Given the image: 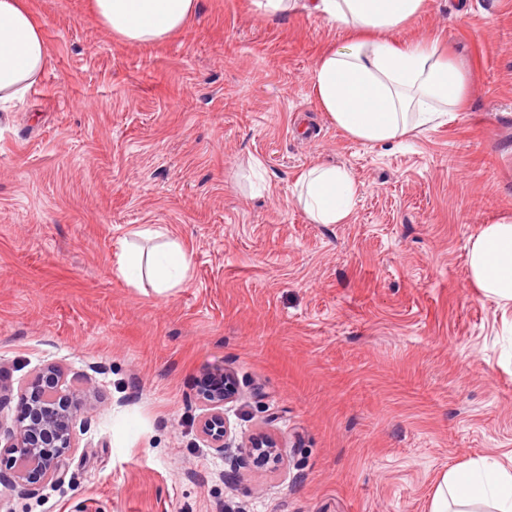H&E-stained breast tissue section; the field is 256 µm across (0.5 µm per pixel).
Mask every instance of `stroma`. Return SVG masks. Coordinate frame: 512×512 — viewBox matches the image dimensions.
<instances>
[{
    "label": "stroma",
    "mask_w": 512,
    "mask_h": 512,
    "mask_svg": "<svg viewBox=\"0 0 512 512\" xmlns=\"http://www.w3.org/2000/svg\"><path fill=\"white\" fill-rule=\"evenodd\" d=\"M34 8L50 64L0 112V381L55 364L91 407L63 482L2 469L0 512H430L449 468L512 454V306L466 266L512 215V0H428L397 32L440 39L470 102L400 144L327 120L313 71L345 34L305 9L199 0L142 45L87 0ZM320 160L360 187L348 223L297 203ZM143 224L190 254L184 286L118 275ZM214 367L239 385L221 453ZM258 431L278 465L241 461ZM238 394L235 378L224 369H213L206 374L199 397L208 410L200 424V432L207 447L224 452L227 435L224 403Z\"/></svg>",
    "instance_id": "stroma-1"
}]
</instances>
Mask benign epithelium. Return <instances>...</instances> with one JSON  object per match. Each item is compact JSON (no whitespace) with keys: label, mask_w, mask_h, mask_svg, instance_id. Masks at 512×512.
Instances as JSON below:
<instances>
[{"label":"benign epithelium","mask_w":512,"mask_h":512,"mask_svg":"<svg viewBox=\"0 0 512 512\" xmlns=\"http://www.w3.org/2000/svg\"><path fill=\"white\" fill-rule=\"evenodd\" d=\"M238 394V384L228 372L219 368L206 374L199 397L207 407L200 424L207 447L224 451V403ZM18 400L20 411L15 425L5 430L0 424V433L4 431L7 436L3 453L9 460L13 481L34 490L64 478L77 431L85 424L81 418L84 399L64 387L59 368L48 366L30 387L18 393ZM278 448L276 439L261 434L251 437L242 453L276 463Z\"/></svg>","instance_id":"1"}]
</instances>
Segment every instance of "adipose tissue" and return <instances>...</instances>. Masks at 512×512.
Listing matches in <instances>:
<instances>
[{
    "label": "adipose tissue",
    "instance_id": "ef3b65f1",
    "mask_svg": "<svg viewBox=\"0 0 512 512\" xmlns=\"http://www.w3.org/2000/svg\"><path fill=\"white\" fill-rule=\"evenodd\" d=\"M300 3L347 33L346 42L319 56L313 86L322 111L349 137L371 144L402 141L446 124L463 107L466 78L438 41L391 37L425 0H258L271 15ZM89 7L113 38L143 44L181 32L198 0H89ZM49 63L43 27L29 0H0V108L21 98ZM297 185V201L312 223H348L359 186L346 169L316 164ZM190 264L183 246L169 241L149 256L126 246L117 270L132 285L149 276L161 293L182 285ZM467 266L471 284L485 297L512 304V217L479 226ZM482 505L512 512V467L483 459L448 469L431 512H478Z\"/></svg>",
    "mask_w": 512,
    "mask_h": 512
}]
</instances>
